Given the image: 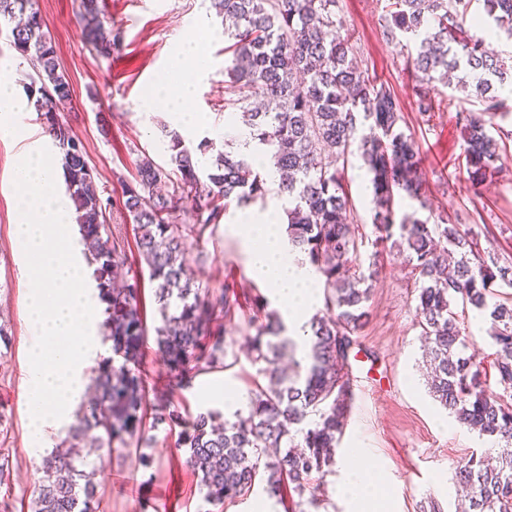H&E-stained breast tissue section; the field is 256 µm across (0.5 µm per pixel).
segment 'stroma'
I'll return each instance as SVG.
<instances>
[{"label": "stroma", "instance_id": "1", "mask_svg": "<svg viewBox=\"0 0 512 512\" xmlns=\"http://www.w3.org/2000/svg\"><path fill=\"white\" fill-rule=\"evenodd\" d=\"M106 26L119 32L120 44L102 57L83 40L81 0H38L56 45L61 70L67 76L73 103L61 113L86 150V159L99 190L112 202L111 222L124 235L132 226L122 212L121 179L135 173L145 156L167 165V140L161 127L171 125L168 113L147 109L146 96L167 67L178 41L198 36L209 69L196 87L192 107L206 116L203 138L216 148L232 143L243 152V119L227 124L224 102L233 93L224 83L227 42L220 22L209 15V0H99ZM388 0H337L336 18L352 42L363 66L398 97L399 127L411 135L422 152V171L429 212H445L452 222L472 232L480 251L494 256L499 266L512 267V157L493 181L471 187L462 156L458 113L474 110L456 85L434 82L431 95L439 110L421 114L415 107L416 81L407 52L388 40L384 17ZM22 158L19 143L0 139V461H7L9 477L0 485V508L31 512L37 495L40 458L28 451L27 421L20 407V385L33 335L23 315L29 283L18 271V247L13 230V170ZM343 185L359 226L362 257H377L379 276L368 302L370 316L358 334L362 348L352 360L351 400L345 433L335 450L334 463L321 480L324 502L318 512H351L338 487L361 449L366 462L377 464L382 495L368 512H458L461 496L456 467L470 456L492 451L490 439L461 426L430 394L421 328L415 315L418 278L405 254L375 251L372 241L369 175L359 157H350ZM238 209L230 204L213 232L192 241L189 261L197 283L209 288L229 285L235 290L271 299L272 290L249 276L243 239L246 229L233 228ZM459 320L469 337V352L481 372L483 387L499 391L498 374L487 323H475L474 311L462 308ZM262 376L256 365L240 358L218 372L198 376L191 387L176 393L173 402L191 418L213 409L232 419L246 409L248 393ZM234 390L236 406L225 405L221 392ZM151 469L127 454L113 457L97 475L104 512H205L199 486L174 448L167 425L150 429ZM256 482L248 496L225 503L224 512H296L300 498L288 492L277 499Z\"/></svg>", "mask_w": 512, "mask_h": 512}]
</instances>
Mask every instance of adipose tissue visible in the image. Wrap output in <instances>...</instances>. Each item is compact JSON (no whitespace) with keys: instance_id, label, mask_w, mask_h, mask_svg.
Instances as JSON below:
<instances>
[{"instance_id":"1","label":"adipose tissue","mask_w":512,"mask_h":512,"mask_svg":"<svg viewBox=\"0 0 512 512\" xmlns=\"http://www.w3.org/2000/svg\"><path fill=\"white\" fill-rule=\"evenodd\" d=\"M202 60L196 39L179 42L168 73L160 76L149 99L150 108L169 112L175 123L188 131L203 123L200 114L188 109L204 72ZM280 213L279 204L272 201L262 208L252 206L237 211L235 220L253 231L247 241L249 274L268 284L275 295L288 299L283 316L288 326L297 331L318 301L319 277L309 263L293 257L287 237L278 229Z\"/></svg>"}]
</instances>
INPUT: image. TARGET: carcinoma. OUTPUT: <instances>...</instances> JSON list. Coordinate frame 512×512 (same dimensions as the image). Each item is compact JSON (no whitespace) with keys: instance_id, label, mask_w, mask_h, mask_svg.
Wrapping results in <instances>:
<instances>
[{"instance_id":"cac0c4a2","label":"carcinoma","mask_w":512,"mask_h":512,"mask_svg":"<svg viewBox=\"0 0 512 512\" xmlns=\"http://www.w3.org/2000/svg\"><path fill=\"white\" fill-rule=\"evenodd\" d=\"M209 2L233 40L224 67V83L237 92L230 106L242 111L255 147L271 155L281 174L288 243L323 282V308L306 323V354L290 377L279 368L289 343L284 324L265 311L263 298L248 299L253 315L246 320V356L262 365L267 379L250 392L248 415L220 424L219 414L208 411L187 420L169 400L155 406L153 424L181 427L173 447L184 451L204 501L217 512L225 501L251 493L261 471L269 495L278 497L291 485L300 495L310 491L307 504L320 507L310 485L313 475L332 464L347 425L350 353L378 274L375 263L365 265L359 257L349 225L351 202L332 164L357 151L370 174L373 245L402 249L418 275L416 316L431 354L430 392L459 424L500 445L496 464L473 456L457 468V483L468 498L461 512H512V303L493 300L496 280L512 287L509 269L483 260L472 236L440 214L424 220L397 215L404 197L427 208L422 156L398 130L399 100L359 64L350 35L337 25L336 0ZM470 2L391 0L385 29L389 39L416 46L419 112L440 106L429 84L464 72L458 88L482 106L460 113L468 180L480 185L497 172L512 141V130L496 123L512 114L498 94L512 85V57L495 55L466 26ZM483 4L487 17L512 39V0ZM82 7L83 38L99 55H112L119 34L104 27L94 0H83ZM0 21L12 24L8 45L31 65L27 98L59 150L85 254L106 303L105 340L112 349V357L92 372L94 396L70 428L69 450L42 460L31 512H102L98 463L81 449L138 448L146 441L149 389L142 362L148 328L141 278L127 267V239L110 227L111 199L102 198L88 171L82 142L60 119L59 106L71 100V88L37 0H0ZM363 128L368 132L360 133ZM165 137L171 169L145 155L133 179L121 184L122 207L158 304L155 344L166 372L157 376L164 385L154 392L172 397L198 375L228 367L227 357L238 358L229 354L224 327L240 307L237 292L196 283L188 241L219 223L229 201L263 197L266 179L246 154L219 150L204 167L197 153L214 150L213 143L203 139L191 148L175 132ZM185 210L194 223H173ZM459 302L490 322L501 395L483 389L479 370L465 355L467 336L454 311Z\"/></svg>"}]
</instances>
